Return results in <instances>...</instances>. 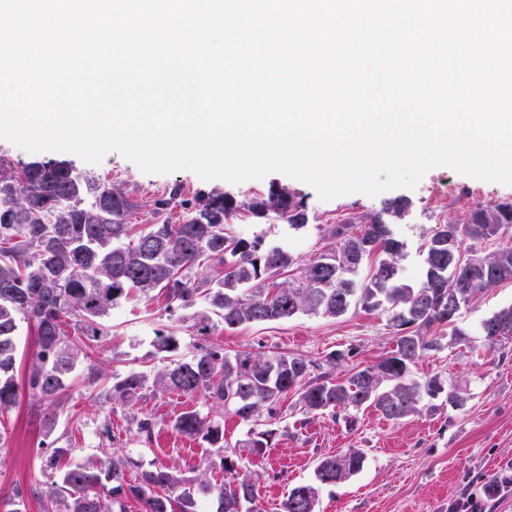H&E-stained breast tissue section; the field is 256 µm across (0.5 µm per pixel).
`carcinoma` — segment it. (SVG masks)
Wrapping results in <instances>:
<instances>
[{"mask_svg": "<svg viewBox=\"0 0 512 512\" xmlns=\"http://www.w3.org/2000/svg\"><path fill=\"white\" fill-rule=\"evenodd\" d=\"M133 204L121 186L77 175L62 162H33L20 168L0 164V409L16 404L19 385L16 363L19 323L37 332L38 351L30 366L28 387L53 398L71 373L81 346L68 341L63 326L76 319L83 336H98L94 324L108 315L132 288L144 293L166 291L168 301L187 309L205 297L224 327L289 320L299 315L337 317L359 303L389 306V322L398 336L396 351L376 365L361 369L346 381L327 372L313 378L308 363L297 356L236 354L202 347L189 361L173 359L159 372L153 386L185 394L201 393L254 422L262 408H272L299 386L306 410L373 407L390 419L417 411L422 396L430 395L437 378L424 383L411 378V365L420 353L436 346L430 335L448 322V303L467 306L477 296L456 258L491 263L498 253L512 254L507 244L486 254L461 251L464 240L489 241L512 227V201L478 205L464 218L435 225L424 249L422 281L405 282L396 257L403 244L381 216L367 221L348 218L333 230L340 247L311 260L295 282H265L293 264L292 254L280 246L260 251V242L231 232L238 213L263 218L274 211L294 230L307 226L302 202L290 192L272 190L236 206L222 196L196 199L180 224H150L131 239L134 227L126 222ZM362 225L358 232L353 231ZM457 233L455 254L448 253V227ZM382 255L370 280L359 283L351 257L367 237ZM217 263L210 277L198 279L193 269L201 259ZM481 330L490 342L512 338V305L486 317ZM146 376L130 373L112 387V400L127 402L144 389ZM174 428L211 447L224 449L223 428L198 411L180 414ZM272 432L252 431L246 447L254 454L269 447ZM363 452L351 449L320 460L316 480L334 484L357 474ZM224 484L212 487L168 469L144 470L138 482L122 483L128 470L138 467L131 456L108 459L100 468L76 466L60 480L38 492L44 512H126L125 497L144 502L146 512H202L201 501L213 512H229L247 498H256L255 483L240 476L238 463L220 458ZM317 489L311 484L293 488L284 512H314Z\"/></svg>", "mask_w": 512, "mask_h": 512, "instance_id": "cac0c4a2", "label": "carcinoma"}]
</instances>
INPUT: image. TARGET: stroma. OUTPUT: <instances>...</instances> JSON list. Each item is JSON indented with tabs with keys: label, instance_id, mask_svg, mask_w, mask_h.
Here are the masks:
<instances>
[{
	"label": "stroma",
	"instance_id": "1",
	"mask_svg": "<svg viewBox=\"0 0 512 512\" xmlns=\"http://www.w3.org/2000/svg\"><path fill=\"white\" fill-rule=\"evenodd\" d=\"M0 159L17 167L32 161H66L76 173L122 183L133 204L128 221L138 225L153 221L155 200L176 185L184 200L221 194L239 205L273 188L289 189L306 206L309 223L304 229L291 230L273 212L262 219L237 218L233 224L241 237L287 248L301 266L336 245V222L382 212L400 199L407 209L391 221L395 238L404 244L398 263L416 284L435 224L462 217L479 203L512 200V185L476 179L447 166L428 170L411 189L324 200L309 184L282 173L237 184L206 181L190 170L147 174L116 151L91 164L73 153L30 152L0 138ZM509 305L512 281H505L469 303L453 324L438 328V346L416 359L412 377L422 381L439 376L444 389L455 393L460 403L433 410L423 403L417 413L400 420L372 408L310 413L294 391L250 425L202 395L161 391L152 385L157 372L170 363L157 349L162 332L177 338L183 360L190 359L197 346L211 344L228 355L298 356L308 362L312 374L329 370L336 378H346L396 350L384 307L368 311L357 306L337 318L301 315L228 329L212 316L206 300L181 309L163 293L146 296L133 290L100 319L99 339L78 357L63 389L51 400L34 396L28 388L37 335L29 324H22L15 372L19 398L14 406L0 410V512H43L32 488L45 487L67 468L99 467L115 451L132 456L144 469L166 467L214 486L224 482L220 457L229 455L256 481L259 512H283L293 487L314 482L319 460L352 448L365 454L362 470L348 480L320 486L315 512H448L449 501L481 492L490 479L512 470V339L493 343L481 333L482 319ZM202 314L210 318L205 335L196 327ZM331 356L336 359L332 365L327 362ZM132 372L147 377L145 389L132 402L113 401V384ZM192 410L223 428V453L174 429V419ZM142 421L151 423L152 438L139 434ZM107 425L112 428L108 436L103 433ZM253 429L273 434L269 448L259 455L243 447ZM57 448L66 451L58 470L44 469V459Z\"/></svg>",
	"mask_w": 512,
	"mask_h": 512
}]
</instances>
